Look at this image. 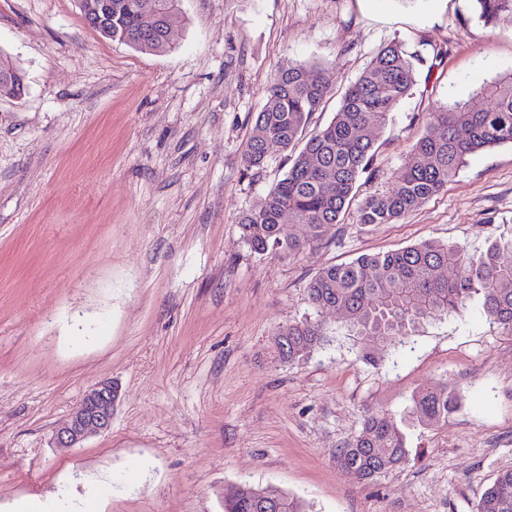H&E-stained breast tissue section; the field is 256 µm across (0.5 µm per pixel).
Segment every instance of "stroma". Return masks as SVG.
I'll list each match as a JSON object with an SVG mask.
<instances>
[{"label":"stroma","mask_w":512,"mask_h":512,"mask_svg":"<svg viewBox=\"0 0 512 512\" xmlns=\"http://www.w3.org/2000/svg\"><path fill=\"white\" fill-rule=\"evenodd\" d=\"M174 47L142 51L88 27L76 0H0V53L21 98L0 99V512L77 499L96 512H223L249 484L313 512H475L512 468V337L481 297L408 343L361 357L306 285L323 267L428 240L485 253L512 234V145L469 158L395 224L360 205L393 189L430 112L512 72V24L471 0H182ZM391 42L420 54L410 95L374 130L375 156L342 221L304 254L255 253L240 216L289 168L244 162L267 87L288 61L331 63L327 125L346 87ZM322 320L310 353L279 361L278 331ZM112 426L77 448L54 429L101 379ZM460 407L406 430V464L360 482L337 467L367 414L403 421L418 391Z\"/></svg>","instance_id":"1"}]
</instances>
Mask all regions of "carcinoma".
<instances>
[{"label": "carcinoma", "mask_w": 512, "mask_h": 512, "mask_svg": "<svg viewBox=\"0 0 512 512\" xmlns=\"http://www.w3.org/2000/svg\"><path fill=\"white\" fill-rule=\"evenodd\" d=\"M473 2L484 25L512 23V0ZM177 9L179 0H112V40L164 51L157 24ZM421 63L419 55L398 42L382 47L345 91L333 119L308 137V118L330 91L329 81L320 80L329 64L290 61L277 70L257 113L245 164L262 167L265 145L272 141L291 152V165L270 187L264 204L239 220L242 237L254 252L297 257L340 223L356 184L373 162L372 130L389 121L416 85V65ZM505 144H512V72L493 77L464 102L429 113L427 131L408 153L395 189L366 199L359 222L391 224L405 218L454 181L471 156ZM307 293L315 309L345 312L344 327L369 359L382 342L403 344L424 322L460 314L475 294L482 296L489 324L512 336V236L495 240L480 255L434 241L365 254L320 269ZM324 336L320 321L291 324L277 334L278 356L295 361ZM459 406L458 394L446 387L422 390L414 396L410 414L419 424L435 427ZM408 460L406 437L385 413L367 415L359 435L336 449V463L359 481ZM263 494L258 487L240 486L224 498V512H263ZM274 499L276 512H308L295 495L277 493ZM475 512H512V469L485 489Z\"/></svg>", "instance_id": "obj_1"}]
</instances>
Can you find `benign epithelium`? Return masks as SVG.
<instances>
[{"label":"benign epithelium","mask_w":512,"mask_h":512,"mask_svg":"<svg viewBox=\"0 0 512 512\" xmlns=\"http://www.w3.org/2000/svg\"><path fill=\"white\" fill-rule=\"evenodd\" d=\"M87 11L93 21L112 24V0H88ZM118 397V387L111 380L103 379L93 384L70 418L54 431L52 441L55 446L75 448L88 436L108 430Z\"/></svg>","instance_id":"7a95c632"}]
</instances>
